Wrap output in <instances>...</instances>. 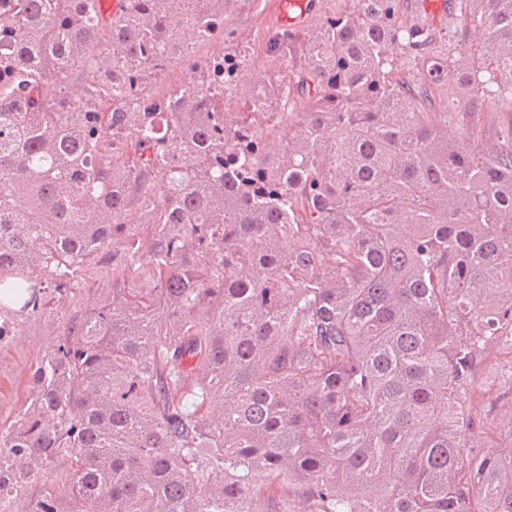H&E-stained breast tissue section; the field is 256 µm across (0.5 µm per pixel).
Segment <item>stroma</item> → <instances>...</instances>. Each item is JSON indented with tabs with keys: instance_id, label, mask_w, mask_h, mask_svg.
I'll return each instance as SVG.
<instances>
[{
	"instance_id": "1",
	"label": "stroma",
	"mask_w": 512,
	"mask_h": 512,
	"mask_svg": "<svg viewBox=\"0 0 512 512\" xmlns=\"http://www.w3.org/2000/svg\"><path fill=\"white\" fill-rule=\"evenodd\" d=\"M274 0H234L224 13V29L230 39L226 54L235 56L243 69L285 76L297 81L287 56L273 52L271 38L279 26L272 18ZM403 21L426 28L439 49L454 46L468 51L473 36L460 30L449 32L453 18L448 12H435L430 0H400ZM112 281L110 268L99 265L93 278L80 284L66 303L67 316L92 310L101 298L102 288ZM50 341L42 320L20 317L10 341L0 346V425L9 423L20 410L29 389L32 367ZM469 412L475 422L473 445L483 454L493 455L512 447L500 439L501 415L512 408V347L495 345L485 350L476 384L467 396Z\"/></svg>"
}]
</instances>
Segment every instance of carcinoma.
Instances as JSON below:
<instances>
[{
	"instance_id": "obj_1",
	"label": "carcinoma",
	"mask_w": 512,
	"mask_h": 512,
	"mask_svg": "<svg viewBox=\"0 0 512 512\" xmlns=\"http://www.w3.org/2000/svg\"><path fill=\"white\" fill-rule=\"evenodd\" d=\"M99 2L0 0V344L20 314L62 335L0 427V501L512 512V454L472 447L466 404L512 343V123L490 146L418 108L450 70L463 113L512 112V0H460L480 47L456 60L399 0H351L277 38L310 88L257 74L232 114L239 64L183 39L224 38L232 0ZM97 258L112 286L63 317Z\"/></svg>"
}]
</instances>
